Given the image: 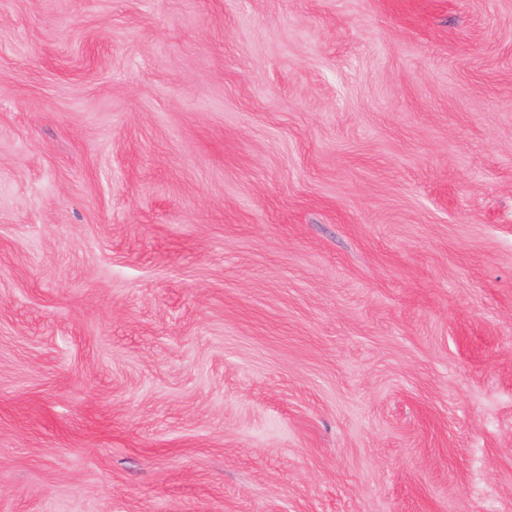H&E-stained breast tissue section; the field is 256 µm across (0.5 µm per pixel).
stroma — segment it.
<instances>
[{
    "instance_id": "obj_1",
    "label": "stroma",
    "mask_w": 512,
    "mask_h": 512,
    "mask_svg": "<svg viewBox=\"0 0 512 512\" xmlns=\"http://www.w3.org/2000/svg\"><path fill=\"white\" fill-rule=\"evenodd\" d=\"M0 512H512V0H0Z\"/></svg>"
}]
</instances>
